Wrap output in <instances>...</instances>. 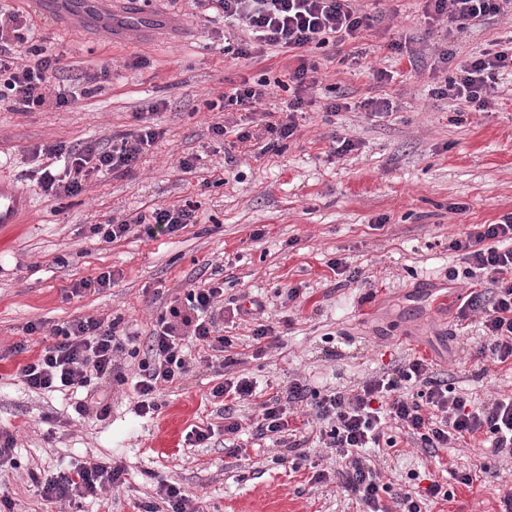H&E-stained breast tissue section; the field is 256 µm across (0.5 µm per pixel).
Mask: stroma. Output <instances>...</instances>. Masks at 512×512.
<instances>
[{
	"instance_id": "1",
	"label": "stroma",
	"mask_w": 512,
	"mask_h": 512,
	"mask_svg": "<svg viewBox=\"0 0 512 512\" xmlns=\"http://www.w3.org/2000/svg\"><path fill=\"white\" fill-rule=\"evenodd\" d=\"M1 6L22 11L30 43L63 53L64 87L81 95L75 105L37 112L0 102V179L30 203L21 223L0 228V431L16 438L13 461L0 463V492L13 512H61V504L41 497L35 478L93 460L122 464L127 482L86 500L84 512H137V504L156 500L162 479L193 493L197 512H356L335 484L314 482L315 470L337 467L324 448L311 447L297 469L273 463L278 446L249 432L256 401L294 378L320 391L346 386L410 350L435 359L438 375L473 399L512 392V371L483 366L470 347L475 327L456 315L469 280L448 278L449 268L461 265L449 238L512 212V75L499 79L498 105L477 112L459 100L431 98L433 72L396 62L387 48L409 37L424 57L448 44L463 60L511 40L512 17L490 18L452 37L446 25L425 17L421 0H358L380 22L341 49L309 50L319 82L296 117V135L278 154L237 146L229 165L210 128L251 115L211 111L206 101L241 78L278 77L288 55L271 48L257 61L231 59L223 21L194 0H97L83 17L43 12L36 0H0ZM357 50L393 71V80L380 85L369 72L340 63V55ZM103 65L109 79L88 81ZM335 90L352 108L328 118L324 105ZM370 97L389 99L392 111L376 117L358 109ZM141 112L152 113L161 135L133 173L92 177L74 197L42 193L36 180L46 159L36 148L121 138L137 130ZM338 135L353 139L355 149L336 155ZM185 157L194 159L193 171L180 170ZM188 201L200 205L198 223L170 235L151 239L136 231L108 244L91 232L96 224ZM381 216L387 222L380 226ZM339 257L360 270L351 285L338 286L328 265ZM104 271L114 274L111 287L72 295L75 282ZM211 280L223 282L225 298L265 301L278 332L276 347L256 359L250 322L219 325L243 356L238 373L259 385L256 400L241 406L245 450L238 457L224 451L221 407L209 395L221 377L205 364L162 387L159 410L145 417L135 414L129 385L97 380L112 399L103 421L78 418L62 394L32 392L18 378L19 364L42 347L39 336H26L27 325L118 317L144 341L171 301ZM291 285L301 286L306 299L286 311L275 291ZM24 338L28 353H12ZM195 426L213 428L207 446L186 443ZM395 438L399 453L387 461L385 506L427 474L453 493L435 500L431 512H499L501 496L512 489V459L462 441L430 462L403 433ZM483 463L500 478L479 472ZM453 465L476 470L472 484L451 480Z\"/></svg>"
}]
</instances>
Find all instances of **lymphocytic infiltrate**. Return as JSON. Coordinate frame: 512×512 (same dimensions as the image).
<instances>
[{
    "label": "lymphocytic infiltrate",
    "instance_id": "f902f5d3",
    "mask_svg": "<svg viewBox=\"0 0 512 512\" xmlns=\"http://www.w3.org/2000/svg\"><path fill=\"white\" fill-rule=\"evenodd\" d=\"M197 2L229 26L243 29V37L225 45V53L254 60L265 49L275 47L293 59L277 82L278 87L292 93L287 116L264 125L267 141L263 150L267 153L280 152L283 141L294 136L295 115L308 106L309 92L318 83L317 65L309 61L306 49L357 39L378 22L377 16L359 9L356 0ZM424 9L428 18L447 20L461 33L487 17L512 13V0H424ZM26 32L22 14L0 11V102H9L16 112H33L48 104L72 105V98L57 80L67 68L62 55L50 47L29 44ZM454 58L452 48L439 51L438 62L447 74L432 87V96L462 100L476 111H489L497 103L499 75L512 74V41L483 50L460 64ZM268 85L264 78L242 79L229 92L209 101L207 107L249 110L262 101ZM159 136L157 128L145 125L105 146L93 144L77 151L61 144L44 146V156L63 160L64 169L56 173L44 168L38 185L52 199L78 195L93 175L132 173ZM197 210L194 203L159 207L132 222L94 225L92 232L107 243L125 237L136 227L151 238L172 234L197 223ZM448 249L458 253L465 265L461 271L449 269V279L462 275L479 280L457 312L459 319L477 322L479 334L473 343L479 358L512 364V213L495 224L471 225L468 231L449 239ZM223 315L222 287L188 289L184 305L170 307L168 315L160 316L142 347L136 346L134 336L125 332L120 319L77 318L43 332L42 350L20 365L17 375L34 391L78 394L76 413H91L101 420L109 415L111 405L108 396L92 382L109 375L119 383H132L139 397L137 413L152 415L159 409L155 395L160 387L184 378L194 364L186 339H194L203 351L222 353L219 370L235 365V358L227 354L232 339L217 330V320ZM123 355L137 362L133 377H126L119 368L118 359ZM433 367V360L411 353L351 387L324 395L312 390L306 381L291 380L281 393L259 403L255 436H279L281 447L296 458H305L308 439L290 422L295 410L308 407L318 427L319 443L345 462L336 473L337 486L354 497L359 512H383L380 495L389 485L380 461L396 445L386 434L389 427L406 431L421 454L431 458L460 438L482 435L492 455L512 458V395L472 401L437 377ZM255 392L253 380L246 377L225 379L211 391L213 398L225 402L224 449L229 455L242 450L236 442L242 424L234 404ZM125 474V468L117 463L83 464L45 478L40 494L49 501L78 506L107 488L124 484Z\"/></svg>",
    "mask_w": 512,
    "mask_h": 512
}]
</instances>
